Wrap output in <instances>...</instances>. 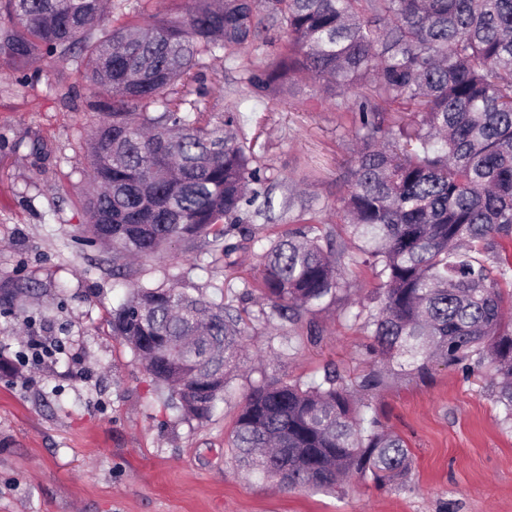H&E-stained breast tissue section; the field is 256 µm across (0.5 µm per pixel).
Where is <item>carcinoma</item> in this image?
Segmentation results:
<instances>
[{
	"instance_id": "1",
	"label": "carcinoma",
	"mask_w": 512,
	"mask_h": 512,
	"mask_svg": "<svg viewBox=\"0 0 512 512\" xmlns=\"http://www.w3.org/2000/svg\"><path fill=\"white\" fill-rule=\"evenodd\" d=\"M167 18L121 17L112 0H0V63L77 71L99 90L102 120L89 144L90 223L77 233L112 253L159 256L213 245L233 267L243 206L259 170L232 113L216 120L205 57L234 59L288 36L270 69L250 71L271 95L307 72L342 99L356 153L340 223L376 282L374 307L354 321L389 370L429 371L436 358L491 373L502 422L512 425V0H179ZM407 120L386 124V113ZM271 243L259 281L270 319L289 322L344 300L337 232L319 210ZM186 273L139 283L112 310V335L146 362L185 418H210L237 367L245 320L229 302L195 295ZM33 287L0 282V307ZM210 398L200 399L202 387ZM249 472L288 490L377 484L411 467L404 439L329 373L287 382L261 373L231 437Z\"/></svg>"
}]
</instances>
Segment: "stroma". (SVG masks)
<instances>
[{"label":"stroma","instance_id":"obj_1","mask_svg":"<svg viewBox=\"0 0 512 512\" xmlns=\"http://www.w3.org/2000/svg\"><path fill=\"white\" fill-rule=\"evenodd\" d=\"M267 38L268 46L233 62L208 60L205 70L212 112L233 113L243 140H259L253 165L273 200L262 214L244 213L255 242L232 270L209 259L194 268V253L175 246L135 262V276L113 277L110 254L74 235L85 221L97 89L71 67L41 64L23 79L0 65V280L37 286L24 310L0 314V357L19 365L0 372V512H512V427L486 379L441 362L366 394L412 452L402 483L282 491L235 463L236 403L259 370L288 382L332 370L351 384L378 361L371 336L351 319L375 286L355 265L353 243L341 266L348 300L295 323L261 315L269 304L255 285L269 241L309 206L335 224L355 149L341 108L305 74L272 98L244 83L286 41L276 27ZM182 268L188 287L228 296L251 317L231 395L203 423L168 404L167 389L110 324L129 288ZM33 339L58 353L27 359Z\"/></svg>","mask_w":512,"mask_h":512}]
</instances>
